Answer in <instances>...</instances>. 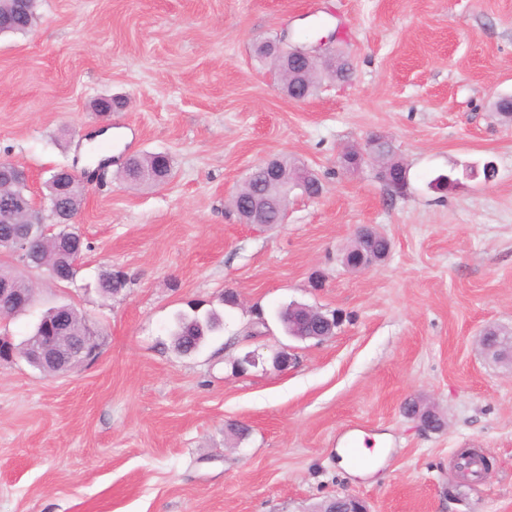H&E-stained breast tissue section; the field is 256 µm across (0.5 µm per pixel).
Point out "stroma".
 <instances>
[{
    "mask_svg": "<svg viewBox=\"0 0 512 512\" xmlns=\"http://www.w3.org/2000/svg\"><path fill=\"white\" fill-rule=\"evenodd\" d=\"M37 13L29 34H0V160L29 173L38 205L56 167L99 175L73 282L0 252L36 286L0 331L22 341L68 304L101 348L55 376L0 361V512H312L341 493L370 512H512V366L478 345L512 329V123L494 108L512 95V0H40ZM283 34L348 56L353 80L291 100L255 54ZM102 96L126 105L101 115ZM376 136L408 167L405 194L341 168ZM157 152L169 181L119 180L127 157ZM283 156L321 195L291 191L284 223H243L234 194ZM488 161L492 182L467 177ZM440 174L459 186L435 189ZM365 225L391 251L355 272L343 256ZM112 269L128 280L114 295L98 287ZM291 302L338 313L335 335L288 336L275 313ZM195 307L224 327L181 356L170 333ZM248 352L258 365L236 373ZM410 399L445 428L421 431ZM354 440L378 449L373 467L346 461ZM463 448L491 458L487 479L459 481Z\"/></svg>",
    "mask_w": 512,
    "mask_h": 512,
    "instance_id": "stroma-1",
    "label": "stroma"
}]
</instances>
